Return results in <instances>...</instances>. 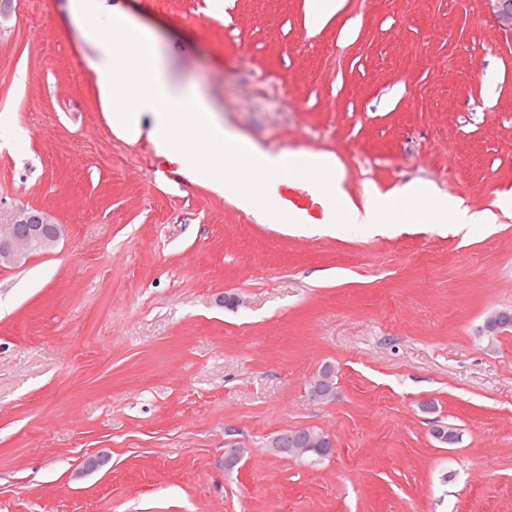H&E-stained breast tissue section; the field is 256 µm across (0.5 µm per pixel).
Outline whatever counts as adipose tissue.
I'll use <instances>...</instances> for the list:
<instances>
[{
    "mask_svg": "<svg viewBox=\"0 0 512 512\" xmlns=\"http://www.w3.org/2000/svg\"><path fill=\"white\" fill-rule=\"evenodd\" d=\"M72 11L84 35L97 47L92 68L104 103L119 97L133 102L132 107L113 111V130L130 141L148 135L160 152H178L186 177L207 184L260 223H280L281 215L273 191L259 196L251 187L248 170L255 162L274 174L285 172L329 185L328 222L332 225H386L400 196L428 202V218L435 224L491 223L489 212L470 211L446 197L432 198L410 184L396 197L368 192L363 204L355 205L342 187L343 172L334 155L306 154L301 165L294 166L288 164L287 153L266 150L225 131L207 94L171 78L153 35L129 15L116 13L113 24L102 25V0H72Z\"/></svg>",
    "mask_w": 512,
    "mask_h": 512,
    "instance_id": "ef3b65f1",
    "label": "adipose tissue"
}]
</instances>
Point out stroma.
Masks as SVG:
<instances>
[{"label": "stroma", "mask_w": 512, "mask_h": 512, "mask_svg": "<svg viewBox=\"0 0 512 512\" xmlns=\"http://www.w3.org/2000/svg\"><path fill=\"white\" fill-rule=\"evenodd\" d=\"M310 2L108 5L225 128L334 154L355 203L414 181L493 223H258L113 132L71 0H12L0 229L46 208L67 232L0 267V512H512V327H485L512 309V36L486 0H343L319 27ZM301 427L334 454L270 450Z\"/></svg>", "instance_id": "obj_1"}]
</instances>
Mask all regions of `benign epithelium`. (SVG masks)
I'll use <instances>...</instances> for the list:
<instances>
[{"label": "benign epithelium", "instance_id": "7a95c632", "mask_svg": "<svg viewBox=\"0 0 512 512\" xmlns=\"http://www.w3.org/2000/svg\"><path fill=\"white\" fill-rule=\"evenodd\" d=\"M499 27L512 31V0H489ZM65 225L40 208L22 209L9 231L0 234V266L24 265L35 253L52 251L64 237Z\"/></svg>", "mask_w": 512, "mask_h": 512}]
</instances>
